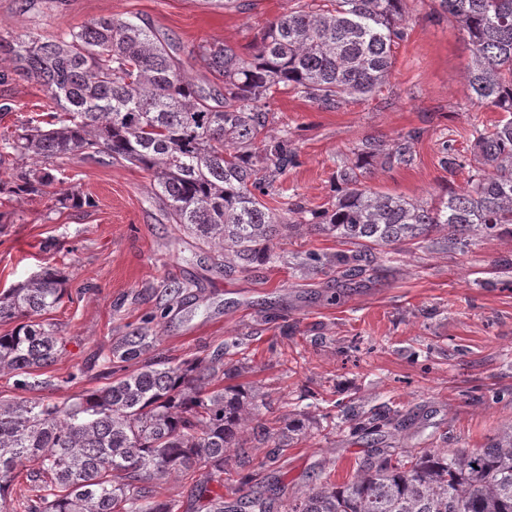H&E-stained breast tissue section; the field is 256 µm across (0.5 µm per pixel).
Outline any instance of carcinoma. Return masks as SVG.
Listing matches in <instances>:
<instances>
[{
  "label": "carcinoma",
  "mask_w": 512,
  "mask_h": 512,
  "mask_svg": "<svg viewBox=\"0 0 512 512\" xmlns=\"http://www.w3.org/2000/svg\"><path fill=\"white\" fill-rule=\"evenodd\" d=\"M467 33L472 61L466 82L473 104L506 112L490 128H474L470 155L444 148L442 167L466 169L467 186L438 202L410 199L364 185L374 160L390 169L413 162L409 132L385 144L362 142L355 162L337 175L336 202L323 209L294 204L272 211L262 197L297 162L288 135L268 127L269 100L284 86L325 110L353 96L373 95L388 79L392 47L407 38L403 0L304 3L266 25L251 59L223 42L197 51L224 77L214 95L182 75L181 46L148 24L100 18L54 38L0 36V54L19 76L38 83L64 117L29 121L0 143V157L22 161L0 192L37 196L57 180L66 155L105 156L150 173L155 197L172 223L192 233L223 262L243 269L276 258L281 231L304 227L336 238L345 249L311 253L314 268L365 274L396 245L448 232V244L512 236V0H438ZM65 277L44 269L0 294V372H19L24 392L0 399V509L3 512H176L155 486L195 467L224 472V453L240 445L244 423L257 420V388L223 384L224 363L141 361L157 337L136 327L115 338L107 385L72 401L26 396L38 388L26 374L51 365L62 338L39 316L62 300ZM132 364L138 368L130 371ZM304 418L275 433L277 452L306 434ZM29 486L8 495L21 471ZM208 512H512V430L475 451L423 448L382 453L359 463L354 479L319 483L283 505L273 496L224 499L202 487Z\"/></svg>",
  "instance_id": "obj_1"
}]
</instances>
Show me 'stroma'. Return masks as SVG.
I'll return each mask as SVG.
<instances>
[{
  "label": "stroma",
  "instance_id": "obj_1",
  "mask_svg": "<svg viewBox=\"0 0 512 512\" xmlns=\"http://www.w3.org/2000/svg\"><path fill=\"white\" fill-rule=\"evenodd\" d=\"M294 0H0V36H56L100 17L141 18L179 43L185 76L223 89L192 50L219 41L250 57L262 29ZM438 0H406L408 37L392 49L388 82L368 98L324 110L292 90L270 104L275 129L288 133L298 163L280 177L269 208L297 200L318 208L336 198V172L351 164L361 142L389 141L411 131V167L373 164L374 190L437 200L465 185L440 164L446 145L467 151L474 126L500 113L471 105L465 73L466 34L439 15ZM0 139L52 106L40 85L23 79L0 56ZM64 183L17 199L0 193V292L46 269L66 278L65 295L44 315L61 338L55 362L32 370L40 396L63 402L106 385L102 371L113 337L148 325L159 340L149 357L247 359L242 381L258 388L266 424L301 417L309 434L283 455L244 431L245 454H230L224 477L208 469L166 478L158 499L178 512H206L200 485L231 494L238 476L248 491L288 498L317 475L341 485L373 448L484 447L512 427V238L475 240L449 249L445 233L397 247L372 274L320 272L308 252L333 254L335 238L303 229L283 233L277 258L223 268L211 249L172 224L146 171L105 159L60 160ZM91 205L60 203L63 190ZM183 284L178 303L169 285Z\"/></svg>",
  "mask_w": 512,
  "mask_h": 512
}]
</instances>
